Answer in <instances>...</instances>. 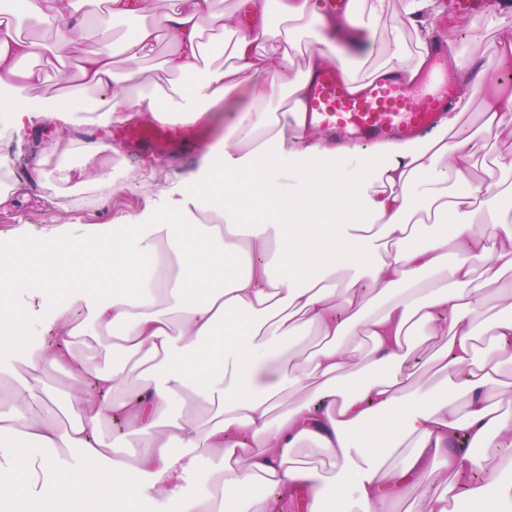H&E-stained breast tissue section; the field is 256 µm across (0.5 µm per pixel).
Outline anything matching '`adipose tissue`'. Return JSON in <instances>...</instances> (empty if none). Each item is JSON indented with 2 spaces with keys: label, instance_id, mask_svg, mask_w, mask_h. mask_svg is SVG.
<instances>
[{
  "label": "adipose tissue",
  "instance_id": "adipose-tissue-1",
  "mask_svg": "<svg viewBox=\"0 0 512 512\" xmlns=\"http://www.w3.org/2000/svg\"><path fill=\"white\" fill-rule=\"evenodd\" d=\"M144 10L142 0H23L19 16L54 27L56 35L45 45L0 34V114L17 138L37 119L73 123L81 110L74 98L45 107L23 97L42 80L34 58L67 57L82 25L102 14L139 18L117 46L109 28H100L98 40L82 50L79 79L98 92L95 110L107 123L204 124L230 93L247 89L229 134L203 150L191 181L204 196L213 172L223 173L215 208L221 221L168 224L131 215L133 237H113L99 254L56 231L39 247L12 241L15 253L43 271L61 260L70 269L62 283L67 299L50 312L56 334L69 341L87 335L74 318L86 311L100 331L99 352L122 350L132 367L101 369L40 343L25 348L28 372L16 374L3 359L27 322L0 316V391L12 398L10 410H0V502L32 512L36 504L107 499L123 512H146L148 491H173L202 448L224 466L210 470L197 493L180 496L177 512H286L297 497L305 512H327L333 498L345 512H376L440 470L484 468L480 449L512 439V416L491 401L497 358L512 349V290L502 285L512 267V207L496 208L492 223L482 221L488 206L508 195L512 149L497 152L487 184L470 182L467 163L488 140L512 137V88L485 95L470 133L459 132L471 105L461 97L429 137L373 143L371 165L350 180L335 167L348 146L311 139L303 107L307 73L337 58L335 39L352 30L377 38L378 71L415 78L435 19L451 13L448 0H365L361 13L337 22L321 0H235L222 17L226 60L204 72L198 61L211 0H176L151 22L142 21ZM256 13L264 25L243 31V15ZM305 21L321 28L308 51L296 29ZM407 27L412 49L403 40ZM163 33L171 47L162 65L181 79L165 105L133 90L140 63L155 55ZM118 52L132 64L122 79L113 69ZM299 57L303 68L282 79L280 66L293 67ZM272 98L282 100V109L266 107ZM454 155L461 163L452 167ZM288 161L303 182L297 194L271 179ZM253 202L261 218L238 223V206ZM143 258L154 268L147 283L133 273ZM96 265L110 273L111 297L86 280ZM492 294L508 305L490 317L485 302ZM311 331L318 346L298 349ZM360 334L372 348L355 360L344 342ZM485 335L494 349L477 350L475 339ZM431 339L442 340V348L414 358ZM425 365L442 371L437 386H417ZM59 376L94 377L104 394L131 382L134 396L87 404L63 395ZM291 388L305 398L283 403ZM185 398L202 408L201 416L172 415L173 400ZM31 399L56 404L68 424L27 417L23 405ZM123 415L144 452H125L124 442L103 432V420ZM462 434L469 447L458 443ZM61 448L75 449L78 464H64ZM309 450L333 462L332 474L310 465ZM491 468L490 482L442 491L424 512H459L461 501L490 496L498 512H512V454Z\"/></svg>",
  "mask_w": 512,
  "mask_h": 512
}]
</instances>
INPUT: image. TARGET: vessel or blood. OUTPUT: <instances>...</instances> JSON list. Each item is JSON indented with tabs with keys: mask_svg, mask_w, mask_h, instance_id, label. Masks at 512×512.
<instances>
[{
	"mask_svg": "<svg viewBox=\"0 0 512 512\" xmlns=\"http://www.w3.org/2000/svg\"><path fill=\"white\" fill-rule=\"evenodd\" d=\"M458 93L448 75V46L439 43L430 47L427 67L413 82L389 73L355 92L339 65H325L308 79L305 106L309 124L339 140L420 139ZM112 136L131 151L170 156L202 139L203 133L194 125L152 122L114 126Z\"/></svg>",
	"mask_w": 512,
	"mask_h": 512,
	"instance_id": "vessel-or-blood-1",
	"label": "vessel or blood"
}]
</instances>
